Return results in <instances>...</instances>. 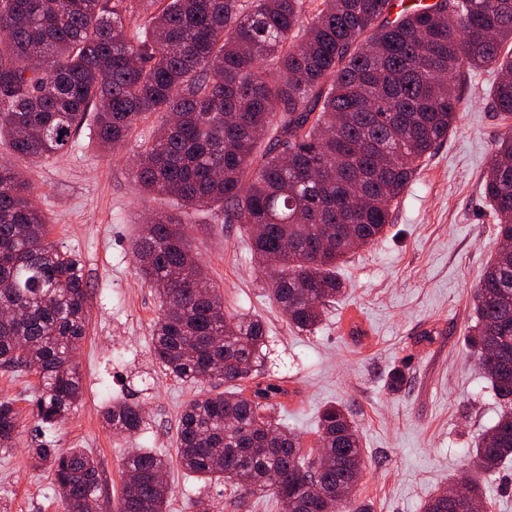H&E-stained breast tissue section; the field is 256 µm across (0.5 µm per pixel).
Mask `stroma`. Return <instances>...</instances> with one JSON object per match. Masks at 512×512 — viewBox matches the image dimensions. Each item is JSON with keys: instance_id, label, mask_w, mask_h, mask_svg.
Segmentation results:
<instances>
[{"instance_id": "1", "label": "stroma", "mask_w": 512, "mask_h": 512, "mask_svg": "<svg viewBox=\"0 0 512 512\" xmlns=\"http://www.w3.org/2000/svg\"><path fill=\"white\" fill-rule=\"evenodd\" d=\"M496 75L463 69L457 120L423 163L392 212L381 239L358 249L340 267L344 297L328 306L313 332L292 329L267 296L248 234L217 208L199 212L204 230H191L193 251L218 287L227 314H248L267 331L265 377L288 390L282 419L299 435L303 454L318 451L317 420L330 403L343 404L357 424L366 461L354 492L372 512H421L436 493L467 471L468 451L497 420L502 403L467 344L475 289L499 241L481 182L501 120L489 105ZM157 115L139 121L124 144L103 151L88 129L66 153L27 165L34 201L48 220V239L82 261L88 288V327L75 355L82 398L50 433L56 448H83L97 460L101 512H115L124 460L147 448L169 462L167 512H280L266 494L234 502L218 487L186 472L176 451L182 409L215 383L176 380L155 361L152 327L159 298L142 280L131 245L142 218L170 210L162 197L140 192L130 165ZM364 335L354 339L352 326ZM404 370L392 390L389 377ZM35 371L0 370V399L19 413L15 445L0 452V512H64L48 469L30 454L43 433L32 413ZM138 402L145 423L135 435L103 420L113 400Z\"/></svg>"}]
</instances>
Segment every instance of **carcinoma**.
<instances>
[{"mask_svg": "<svg viewBox=\"0 0 512 512\" xmlns=\"http://www.w3.org/2000/svg\"><path fill=\"white\" fill-rule=\"evenodd\" d=\"M396 0H0V368H33L35 413L51 429L82 397L70 359L86 334L87 285L78 257L47 242V217L17 161L65 150L92 121L117 149L139 120L161 114L131 175L175 211L140 225L132 243L142 278L160 299L155 360L174 377L216 378L231 390L186 406L177 431L181 466L249 496L271 493L281 512H369L351 494L365 460L340 404L318 415L320 448L274 417L281 383L257 379L266 346L255 317L224 312L200 287L187 216L221 207L250 233L255 262L280 256L266 295L292 328L311 332L343 296L351 251L378 241L392 207L435 146L448 138L467 66L492 70L490 93L505 130L482 181L497 236L512 242V0H434L392 16ZM470 344L503 410L457 478L466 512H486L482 477L512 459V245L500 247L475 291ZM112 429L134 434L142 406L116 400ZM18 415L0 400V449ZM65 512L102 496L96 460L49 440L32 449ZM164 458L128 454L118 512H166ZM423 512H455L438 494Z\"/></svg>", "mask_w": 512, "mask_h": 512, "instance_id": "carcinoma-1", "label": "carcinoma"}]
</instances>
